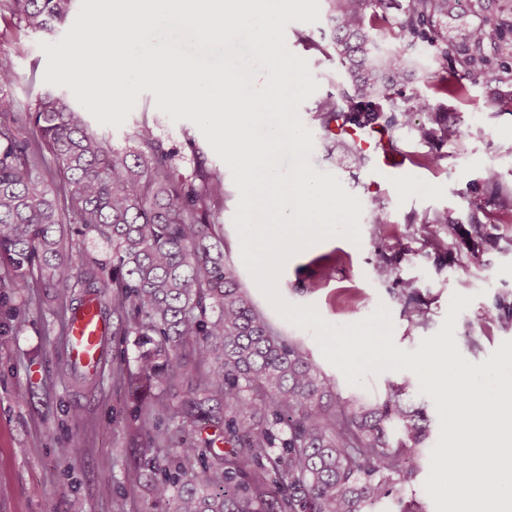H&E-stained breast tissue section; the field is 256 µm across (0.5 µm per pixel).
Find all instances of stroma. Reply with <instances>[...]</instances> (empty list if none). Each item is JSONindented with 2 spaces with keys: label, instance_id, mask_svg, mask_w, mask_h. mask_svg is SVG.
Wrapping results in <instances>:
<instances>
[{
  "label": "stroma",
  "instance_id": "obj_1",
  "mask_svg": "<svg viewBox=\"0 0 512 512\" xmlns=\"http://www.w3.org/2000/svg\"><path fill=\"white\" fill-rule=\"evenodd\" d=\"M67 30L63 23L49 34H31L0 20V63L16 73L17 96H24L30 86L39 92L48 89L43 81L46 57L39 44L58 41ZM329 34L330 23L324 17L315 24L292 22L286 27V45L307 60L319 84L298 110L314 137L309 163L317 172L334 174L358 197L363 208L361 241L332 237L294 253L282 267L277 291L285 303L314 306L327 322L337 325L359 322L385 305L391 312L394 343L409 352L438 331L453 294L472 296V303L458 317L454 336L462 355L481 363L503 341L512 340V325L485 319L486 311L497 303L512 305V224L500 223L484 186L485 171L491 166L512 185V112L484 111L482 84L471 89L469 100L442 98L448 124L459 128L462 138L440 146L417 140L410 128L397 129V146L409 154L403 182L373 186L376 161L356 163L352 152L334 144L312 119L317 100L335 91L342 80L335 55L316 49ZM145 120L183 156L185 171H192L200 161L223 174L227 197L216 221L224 226L227 259L255 306L284 335L305 347L320 370L335 381L342 397L383 400L391 385L400 383L402 372H368L357 384H349L325 360L315 328L303 329L285 320L261 291L241 259L233 223L239 191L231 171L192 122L172 121L157 109L154 94L144 91L121 127L103 126L93 119L88 126L113 148L132 149L136 130ZM434 154L440 157L438 164L425 165L424 157ZM375 200L387 210L386 223L370 221ZM440 210L447 211L450 226L447 246L438 250L425 242L419 220ZM399 240L406 243V250H394ZM381 254L395 266L397 279L414 281L426 312L425 324H417L406 312L397 279L375 278L373 266ZM10 304L22 315L0 319V512H45L49 505L54 512H164L163 507H149L142 490L129 481L133 467L151 445L148 438L132 436L128 390L114 375L117 366L135 368L133 338L111 342L99 382L76 390L63 374L68 312L55 289L30 288L11 295ZM76 436L82 447L75 456L70 448ZM105 473L110 482H102Z\"/></svg>",
  "mask_w": 512,
  "mask_h": 512
}]
</instances>
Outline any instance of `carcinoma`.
Wrapping results in <instances>:
<instances>
[{
  "mask_svg": "<svg viewBox=\"0 0 512 512\" xmlns=\"http://www.w3.org/2000/svg\"><path fill=\"white\" fill-rule=\"evenodd\" d=\"M72 0H0V17L34 33L50 31ZM332 47L346 76L319 101L313 118L335 127L410 128L420 141L448 143L442 108L405 93L416 57L433 63L438 95L462 97L467 85L512 86V0H327ZM460 76L448 83L447 71ZM14 71L0 65V288L21 293L37 275L73 314L97 305L114 336H136L128 377L136 434L161 436L169 451L146 461L134 481L166 512H371L402 491L430 429L404 401L410 384L374 404L341 397L301 345L255 308L224 258L215 215L224 178L197 163L178 167L144 121L134 151L120 153L91 132L81 112L52 92L23 105ZM512 107L492 91L482 108ZM54 169L51 184L44 172ZM485 186L500 220L512 223V189L496 168ZM426 239L444 247L448 212L420 219ZM109 248L63 260L61 225ZM410 312L414 283L399 280ZM181 385L163 406L161 432L143 405L151 389ZM224 441L225 449L215 447Z\"/></svg>",
  "mask_w": 512,
  "mask_h": 512,
  "instance_id": "1",
  "label": "carcinoma"
}]
</instances>
